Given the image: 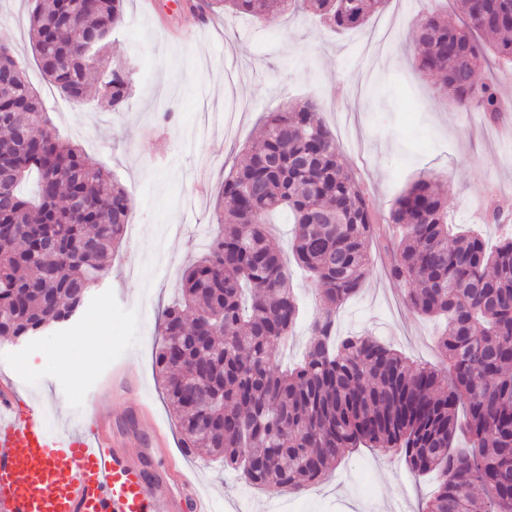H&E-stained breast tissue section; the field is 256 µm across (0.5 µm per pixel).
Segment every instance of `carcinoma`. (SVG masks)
Instances as JSON below:
<instances>
[{"label":"carcinoma","instance_id":"carcinoma-1","mask_svg":"<svg viewBox=\"0 0 512 512\" xmlns=\"http://www.w3.org/2000/svg\"><path fill=\"white\" fill-rule=\"evenodd\" d=\"M124 0H35L30 41L42 74L66 98L87 95L94 36L104 52ZM387 0H204L219 16L264 22L298 10L344 32L363 27ZM463 21L433 10L416 26L413 66L440 78L457 107L499 121L512 112L476 80L492 51L512 66V0H460ZM19 72L0 71V338L26 341L73 322L103 278L132 203L82 149L53 136L50 117ZM103 107L121 111L130 85ZM38 176L31 198L21 192ZM228 213L209 252L188 266L180 300L163 311L155 365L179 421L182 448L221 458L257 488L298 493L354 448L404 455L436 482L421 512H512V233L489 249L480 234L448 229V198L434 176L415 181L388 222L401 230L389 277L415 285L410 308L444 317L442 366L414 363L367 332L336 339V318L360 290L376 232L370 198L352 176L314 101L271 112L260 143L224 179ZM291 216L292 253L319 284L302 362L272 368L301 308L288 259L267 221Z\"/></svg>","mask_w":512,"mask_h":512}]
</instances>
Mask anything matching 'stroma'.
I'll list each match as a JSON object with an SVG mask.
<instances>
[{
  "label": "stroma",
  "mask_w": 512,
  "mask_h": 512,
  "mask_svg": "<svg viewBox=\"0 0 512 512\" xmlns=\"http://www.w3.org/2000/svg\"><path fill=\"white\" fill-rule=\"evenodd\" d=\"M142 2L125 0L112 34L108 57L129 68L132 92L123 111L109 112L91 96L69 101L42 76L28 34L33 0H0V31L12 37L50 115V132L80 145L87 162L110 171L133 201L131 227L85 310L63 331L29 342L0 340V372L62 431L79 423L93 390L110 389L114 375L134 371L138 393L103 403L105 414L140 437L153 423L165 425L166 454L182 458L217 512H420L434 484L413 477L392 451L357 449L317 484L290 494L258 491L219 459L185 455L157 381L161 314L175 300L183 271L218 235L219 187L258 140L264 114L312 98L368 186L378 218L374 261L340 311L338 333L368 330L410 360L438 364L442 322L408 308V284L386 275L395 237L385 217L420 176L448 172L449 222L496 244L501 230L484 211L492 203L512 213V143L501 142L497 125L480 113L459 111L438 93L436 78L414 69L417 17L434 0H388L363 29L341 35L306 12L261 24L216 17L203 29L195 17L180 15L174 0L154 15ZM72 363L77 377L62 375Z\"/></svg>",
  "instance_id": "stroma-1"
}]
</instances>
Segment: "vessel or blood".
I'll list each match as a JSON object with an SVG mask.
<instances>
[{
	"label": "vessel or blood",
	"mask_w": 512,
	"mask_h": 512,
	"mask_svg": "<svg viewBox=\"0 0 512 512\" xmlns=\"http://www.w3.org/2000/svg\"><path fill=\"white\" fill-rule=\"evenodd\" d=\"M164 445L157 430L135 448L93 408L82 428L52 431L0 378V512H215L189 475L174 485L148 471L146 449Z\"/></svg>",
	"instance_id": "b4317fda"
}]
</instances>
